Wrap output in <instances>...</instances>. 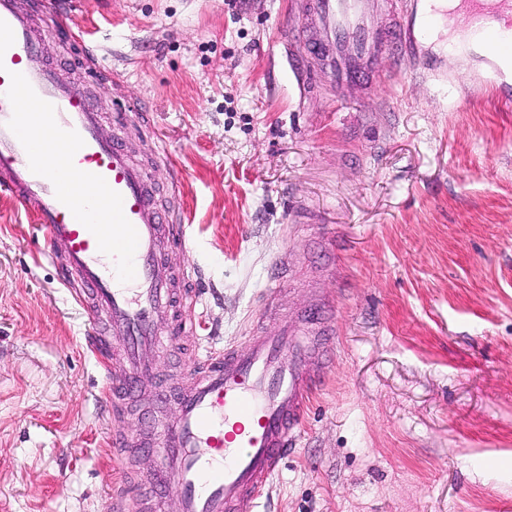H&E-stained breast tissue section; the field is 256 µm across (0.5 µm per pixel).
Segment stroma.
<instances>
[{"label":"stroma","mask_w":512,"mask_h":512,"mask_svg":"<svg viewBox=\"0 0 512 512\" xmlns=\"http://www.w3.org/2000/svg\"><path fill=\"white\" fill-rule=\"evenodd\" d=\"M60 2L101 68L57 35L37 62L103 116L141 103L154 126L125 140L147 164L164 141L182 174L194 247L171 261L200 295L185 348L245 344L284 246L289 324L315 295L336 302L333 360L310 364L324 382L266 512H512V111L478 56L304 93L284 0ZM41 243L0 191V512H107L155 465L109 446L154 398L105 408L87 319Z\"/></svg>","instance_id":"35a3bbf8"}]
</instances>
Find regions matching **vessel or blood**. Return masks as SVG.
Instances as JSON below:
<instances>
[{"label":"vessel or blood","instance_id":"b4317fda","mask_svg":"<svg viewBox=\"0 0 512 512\" xmlns=\"http://www.w3.org/2000/svg\"><path fill=\"white\" fill-rule=\"evenodd\" d=\"M443 2L404 0L380 28L378 0H288L286 12L304 9L310 21L293 28L282 46L318 57L341 87L378 77L376 65L388 50L395 83L447 20ZM456 10L468 19L461 41L478 37L491 54L512 52V0H457ZM40 11L36 17L18 0H0V189L42 227L40 258L57 264L63 281L78 277L71 297L88 319L100 391L116 409L153 380L156 355L195 329L182 319L192 270L164 260L172 249L189 251V236L182 213L161 212L149 175L123 141L104 133L93 102L56 67L35 63L46 28L82 41L67 12L46 5ZM56 144L67 148L57 160ZM288 267L289 252L280 249L271 261L266 310L275 307ZM332 308L327 299L308 310L319 325L316 337L284 326L252 333L246 350L228 345L188 361L184 383L157 393L173 406L171 419L151 422L141 444L132 433H113L120 454L142 448L157 461L140 479L141 512H165L172 494L179 512H259L318 385L308 362L333 356Z\"/></svg>","mask_w":512,"mask_h":512}]
</instances>
